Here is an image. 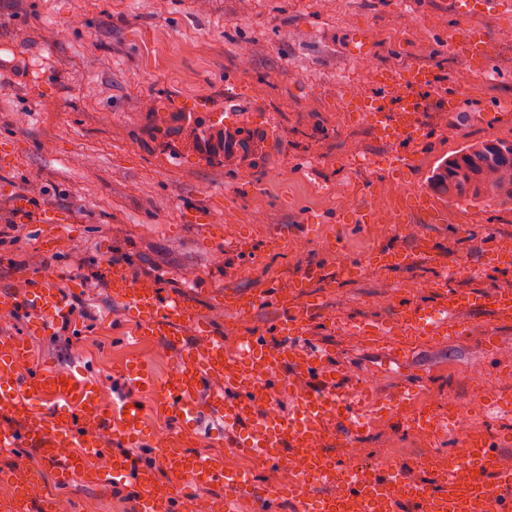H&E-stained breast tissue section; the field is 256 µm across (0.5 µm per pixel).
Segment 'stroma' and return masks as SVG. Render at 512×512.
Here are the masks:
<instances>
[{
  "instance_id": "stroma-1",
  "label": "stroma",
  "mask_w": 512,
  "mask_h": 512,
  "mask_svg": "<svg viewBox=\"0 0 512 512\" xmlns=\"http://www.w3.org/2000/svg\"><path fill=\"white\" fill-rule=\"evenodd\" d=\"M466 25L492 39L512 16L464 21L449 12L448 0H0V292H20L35 276L51 275L69 287L73 310L69 322L44 334L30 329L35 310L20 311L0 320V336L26 343L31 364L83 370L110 403L132 363L163 379L170 351L137 337L135 314L112 297L113 268L194 301L229 347L236 337L226 325L264 330L278 314L264 307L238 316L224 309L225 291L285 285L308 267L332 276L345 259L383 244L413 250L423 236L439 244L441 261L323 289L310 335L335 355L345 390L367 388L368 407L412 381V412L434 411L444 421L449 402L472 406L477 425L512 456V414L490 417L468 381L474 374L496 378L485 337L494 333L502 349H512V319H495L488 308L469 311L467 334L414 341L399 365L347 332L353 321H394L399 304L385 298L391 289L435 307L432 282L461 258L476 273L460 289L512 290V270L486 269L481 251L491 236H512V208L452 202L448 223H426L413 210L397 230L345 223L335 198L310 189L349 181L376 191L372 176L346 167L342 154L357 142L381 161L391 147L350 121L338 102L375 93L381 69L416 62L452 75L459 58L448 42ZM361 29L372 42L368 68L348 50ZM243 44L251 48L246 71L237 59ZM491 55L490 75L473 78L464 110L428 116L424 141L410 147L404 181L411 189L429 191L439 161L470 140H512V124L495 112L512 105V52ZM169 112L263 135V153L224 166L161 132L158 117ZM28 194L29 216L15 224L14 199ZM48 209L58 225L43 223ZM278 233L279 245L266 247ZM243 236L251 241L245 250ZM415 281L424 289L411 291ZM204 428L196 450L275 481V472L225 447L221 423L209 420ZM353 445L385 469L414 465L426 452L410 429L380 416ZM18 463L40 492L67 498L75 512H136L126 487L61 481L34 448L0 453V471Z\"/></svg>"
}]
</instances>
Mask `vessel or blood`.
<instances>
[{
	"instance_id": "vessel-or-blood-1",
	"label": "vessel or blood",
	"mask_w": 512,
	"mask_h": 512,
	"mask_svg": "<svg viewBox=\"0 0 512 512\" xmlns=\"http://www.w3.org/2000/svg\"><path fill=\"white\" fill-rule=\"evenodd\" d=\"M481 6L491 16L512 13V0H453V8L464 16L472 6ZM436 104L456 111L465 104L464 95L447 85L431 66L413 64L401 71H383L377 94L356 103V111L368 117L376 134L389 144L411 142L422 133V112ZM408 167V156L394 153L385 165L374 166L383 180L400 177ZM437 246L422 240L409 252L383 245L367 259L345 263L337 277L323 278L309 268L294 276L287 288L271 286L248 295L242 311L261 307L278 311L270 331L246 332L238 340V355H228L221 339L213 337L204 314L177 293H162L154 285L133 280L123 269L112 272V295L142 316L139 335L168 343L180 353L175 369L161 382H154L140 364L124 375L126 389L119 402L104 405L99 388L80 370L32 367L19 371L26 356L20 342L0 338V452L15 448H37L62 480L77 476L84 464L83 449L108 452L107 468L90 474L92 482L129 488L137 512H177L185 493L194 487L222 485L224 497L232 501L250 493L254 512H512V475L503 472L498 455L486 436H462L452 458L424 463L429 480L420 482L405 473L376 466L348 467L338 449L366 425L359 397L340 387L333 357L308 340L307 334L321 311V298L312 294V281L349 279L362 268L386 272L435 257ZM438 312L406 302L399 316L414 335L433 340L462 330L461 310L491 306L500 319L512 317V295L465 294L440 280ZM67 292L57 279L38 277L29 289L16 294L0 293V308L7 311L37 309L49 318L42 331L68 318ZM192 326L195 342L180 330ZM356 332L383 345L390 359L400 361L405 344L388 337L380 322L357 324ZM223 390H214L215 381ZM152 388L162 414L174 421L172 435L148 440L141 424L140 388ZM415 385L403 383L389 404L381 406L386 416L412 429L428 427L423 417L408 415ZM292 400L290 410L270 415L275 395ZM42 401L34 411L33 401ZM220 419L224 445L258 459L263 465L289 467L296 484L282 490L226 468L223 462L192 448L205 419ZM154 445L157 468H149L128 456L131 448ZM171 478L160 485L156 470ZM325 486L314 495L311 484Z\"/></svg>"
}]
</instances>
